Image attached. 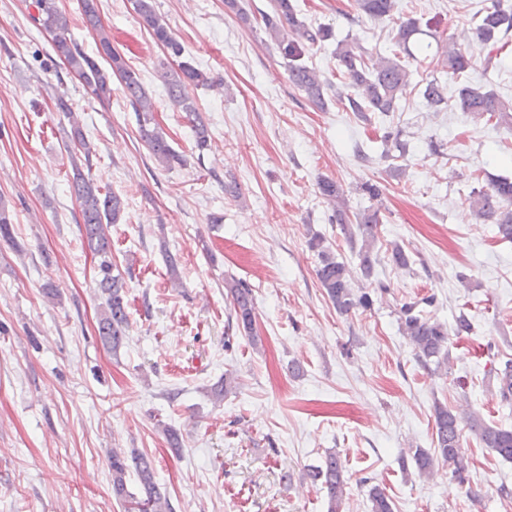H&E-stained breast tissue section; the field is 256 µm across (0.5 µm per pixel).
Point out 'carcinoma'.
Segmentation results:
<instances>
[{"label": "carcinoma", "mask_w": 512, "mask_h": 512, "mask_svg": "<svg viewBox=\"0 0 512 512\" xmlns=\"http://www.w3.org/2000/svg\"><path fill=\"white\" fill-rule=\"evenodd\" d=\"M155 0H133L140 22L149 31L154 42L161 47L164 59L160 63L162 79L171 102L192 120L195 148L198 153L209 149V131L195 100L189 95L191 87H212L214 78L184 59V47L173 35L164 17L157 12ZM398 0H354L357 11L376 21L395 22L392 28V49L388 56H375L359 44L340 41L336 45L335 85L304 57L306 52L324 44L332 37L330 29L312 28L299 21L292 0H270L271 12L261 14L264 29L274 40L275 49L286 61L291 83L305 93L316 107L325 108V94L332 93L336 101L352 112H379L388 116L399 110L400 102L410 86V71L401 57L416 58L412 46L417 36L425 35L437 44V55L431 64L441 68L449 78L459 82L456 104L460 111L476 120H496V124L512 129V103L492 91L474 87L463 80L471 67V56L466 52V36L445 30L424 31L419 21L408 18L395 21ZM84 23L95 34L98 52L106 57L105 69L91 56L85 54L71 38L69 16L59 9L57 0H32L29 13L31 21L52 35V49L70 73L76 75L100 102L112 96V81L118 79L123 94L136 113L138 132L158 166L172 169L184 166L187 159L169 143L168 137L154 118V105L144 90L137 73L125 58L112 48L111 31L103 22L98 0H80ZM481 17L471 28V39L491 45L499 51L506 42L501 34L512 30V3L509 0H490L480 11ZM423 98L435 112L448 104V85L438 78L426 82ZM58 111L69 118V141L90 161L94 147L84 136L79 123L73 121L72 107L60 96L56 100ZM382 141L386 146L384 157L391 151L403 157L407 143L402 140V130L383 128ZM72 195L79 209L82 231L100 257L102 274L100 287L105 296L104 307L98 320V336L104 343L118 351L127 339L129 328L126 282L121 273L114 272L111 261L112 243L108 227L117 224L125 213V201L115 193L102 192L94 181L76 166L70 179ZM319 194L332 206L331 221L340 226L346 242L356 252L358 269H352L326 244L325 238L314 233L308 239L309 249L317 255L316 277L327 298L340 315L348 316L357 311H367L374 305L373 295L389 293V286L374 279L375 266L384 257L393 266L408 269L414 263L412 255L403 246L391 243L385 255H380V211L369 208L351 212L340 184L330 178L317 183ZM470 206L476 217L485 224L494 225L496 237L512 242V181L500 179L471 192ZM232 298V309L239 330L251 340L256 322L252 289L243 281L231 276L225 280ZM433 295L401 303L399 329L406 338L415 361L424 369L440 371L449 367L450 336H467L473 326L464 313L454 318L452 325L439 321L427 307H434ZM497 389L495 395L501 402H512V360L495 369ZM238 378L231 373L211 388L212 398L220 403L239 389ZM433 448H410L401 454L403 470L413 465L420 478H433L439 469L446 467L451 476L462 486L468 483L469 461L463 448V430L469 429L485 448L491 449L506 461H512V430L490 425L475 410L448 407L439 402L433 408ZM112 469V491L116 498L127 505L125 512H173L166 494L155 480L154 461L147 454L132 448L128 451L112 450L109 453ZM134 471L139 481V493L126 487V474ZM309 479L321 485L326 495V512H343L348 495L349 477L340 454L329 451L323 463L308 471ZM367 489L371 512H393V501L385 489L372 477L359 480Z\"/></svg>", "instance_id": "cac0c4a2"}]
</instances>
